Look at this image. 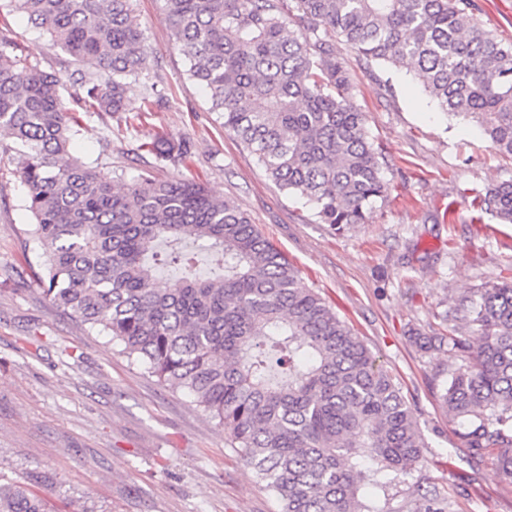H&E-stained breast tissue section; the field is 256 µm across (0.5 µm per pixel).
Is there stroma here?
I'll return each mask as SVG.
<instances>
[{"instance_id": "35a3bbf8", "label": "stroma", "mask_w": 512, "mask_h": 512, "mask_svg": "<svg viewBox=\"0 0 512 512\" xmlns=\"http://www.w3.org/2000/svg\"><path fill=\"white\" fill-rule=\"evenodd\" d=\"M472 2L478 20L512 43V0ZM134 9L149 45L140 80L156 84L163 102L146 114L135 94L126 111L84 115L73 156L127 182L149 169L202 183L247 213L361 336L427 442L410 474L385 476L382 489L361 482L362 498L381 512H415L437 491L446 512H512V480L491 459H471L460 422L439 401L457 356L426 354L415 341L470 290L512 280V224L470 205L471 189L512 181V157L492 149L471 118L442 112L412 74H386L334 38L388 184L368 223L336 230L305 198L280 190L210 112L206 91L186 75L164 0H134ZM8 22L23 55L58 73L71 99L85 64L24 12ZM159 135L188 141V153L169 160L145 151ZM12 168L0 161V469L47 478L57 512H280L192 395L159 385L109 337L51 306L32 272L41 246Z\"/></svg>"}]
</instances>
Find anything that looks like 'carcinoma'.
<instances>
[{
	"label": "carcinoma",
	"instance_id": "1",
	"mask_svg": "<svg viewBox=\"0 0 512 512\" xmlns=\"http://www.w3.org/2000/svg\"><path fill=\"white\" fill-rule=\"evenodd\" d=\"M88 71L66 105L61 78L17 53L0 14V153L15 164L43 250L35 273L52 306L118 342L158 382L187 391L224 428L281 512H379L367 479L406 473L426 442L411 407L361 337L240 209L194 182L145 177L118 188L70 151L79 113L114 114L140 91L148 55L133 0H9ZM187 76L210 109L288 194L323 224H366L385 200L381 152L336 61L338 35L364 58L407 68L446 113L470 116L512 155V45L471 0H165ZM158 156L185 147L165 137ZM512 224V182L473 195ZM208 252L212 275L197 274ZM180 272L168 288L154 270ZM442 325L475 327L478 344L417 336L460 363L440 398L474 457L512 479V282L478 288ZM0 512H55L27 481L0 475Z\"/></svg>",
	"mask_w": 512,
	"mask_h": 512
}]
</instances>
